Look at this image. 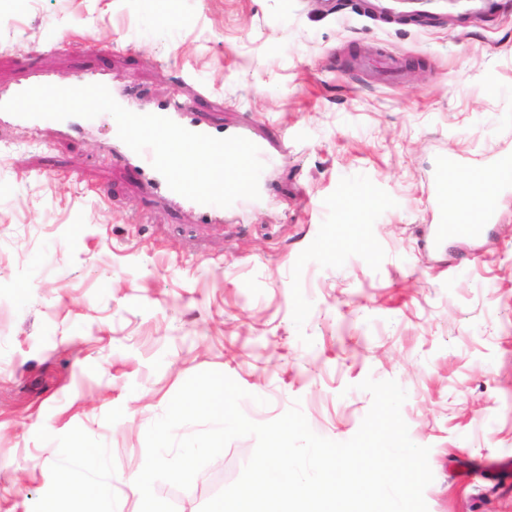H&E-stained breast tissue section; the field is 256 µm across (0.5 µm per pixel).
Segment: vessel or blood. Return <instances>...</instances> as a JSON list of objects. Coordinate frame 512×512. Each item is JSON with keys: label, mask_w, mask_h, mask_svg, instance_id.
Segmentation results:
<instances>
[{"label": "vessel or blood", "mask_w": 512, "mask_h": 512, "mask_svg": "<svg viewBox=\"0 0 512 512\" xmlns=\"http://www.w3.org/2000/svg\"><path fill=\"white\" fill-rule=\"evenodd\" d=\"M492 0H370L371 13L418 14L427 18H446L449 12L456 11L471 16L487 14ZM157 115L165 116L184 128L207 135H214L210 124L203 122L188 105L173 101L170 105L157 108ZM152 151L135 154L129 147H122L118 154L120 160L136 161L144 173L148 174L150 184L157 190L166 192L176 204L188 205L199 219L211 221L216 213L215 206L186 201L185 197L170 191L164 177L151 165ZM459 162L453 157H441L437 174L430 187V207L435 215L434 224L426 230L430 248H439L453 237H478L484 234L496 214L495 200H487L482 206H470L471 197L485 192L486 189L506 191L512 189V156L503 154L489 165L482 167L468 177L459 176Z\"/></svg>", "instance_id": "vessel-or-blood-1"}]
</instances>
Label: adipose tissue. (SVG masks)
<instances>
[{
  "label": "adipose tissue",
  "instance_id": "adipose-tissue-1",
  "mask_svg": "<svg viewBox=\"0 0 512 512\" xmlns=\"http://www.w3.org/2000/svg\"><path fill=\"white\" fill-rule=\"evenodd\" d=\"M109 467L104 452H78L62 465L66 494L90 502L95 512H110L112 501L111 482L99 479V472Z\"/></svg>",
  "mask_w": 512,
  "mask_h": 512
}]
</instances>
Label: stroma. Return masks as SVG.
Listing matches in <instances>:
<instances>
[{
	"mask_svg": "<svg viewBox=\"0 0 512 512\" xmlns=\"http://www.w3.org/2000/svg\"><path fill=\"white\" fill-rule=\"evenodd\" d=\"M436 28L335 13L316 0H16L0 12V91L34 72L121 83L133 107L190 99L282 154L266 194L200 224L117 161L107 116L69 134L0 120V512L61 501L74 449L110 458L112 512L145 435L207 370L266 423L300 406L343 442L396 380L411 440L430 449L428 512H512V191L485 235L424 247L440 156L512 154V0ZM402 59L397 84L353 67ZM265 405H258L256 397ZM256 440H232L189 489L200 512Z\"/></svg>",
	"mask_w": 512,
	"mask_h": 512,
	"instance_id": "obj_1",
	"label": "stroma"
}]
</instances>
